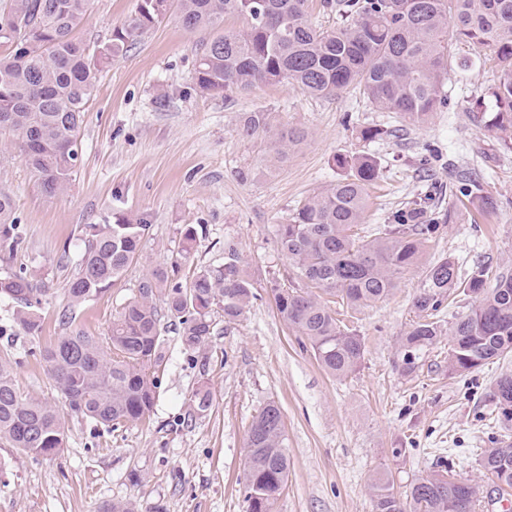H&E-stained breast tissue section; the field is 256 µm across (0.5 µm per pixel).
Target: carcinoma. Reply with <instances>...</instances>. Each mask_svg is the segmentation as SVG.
<instances>
[{"instance_id": "1", "label": "carcinoma", "mask_w": 512, "mask_h": 512, "mask_svg": "<svg viewBox=\"0 0 512 512\" xmlns=\"http://www.w3.org/2000/svg\"><path fill=\"white\" fill-rule=\"evenodd\" d=\"M168 1L184 28L213 33L199 53L200 89L243 93L259 84L287 83L316 98L351 93L413 125L426 124L445 102L446 79L461 65L452 40L490 46L498 68L490 127L504 147L512 148V0H323V7L339 16L330 29L309 20L310 0H137L134 15L101 46L77 36L91 0H9L0 8V132L18 144L43 193L63 191L75 174L80 128L104 65L159 24ZM233 17L245 26L223 30ZM236 132L244 140L263 141L278 164L287 163L306 138L300 129L273 124L263 111L243 113ZM338 164L344 174L277 225L278 248L296 284H279L272 292L287 328L308 342L328 374L341 378L359 366L364 343L336 318L332 300L364 307L388 296L435 238L439 222L451 215L425 222L429 205L421 197L397 211L394 223L362 236L367 190L379 177L378 165L367 155L341 158ZM462 196L494 208L476 180H466ZM19 226L12 198L0 191V252L17 248ZM147 229L134 217L84 225V249L68 281L69 306L61 323L74 321L75 308L124 276ZM196 237V229L185 230L180 259L191 257ZM452 290L478 300L448 323V371L470 373L512 353V275L494 277L478 266L462 280L455 260L440 256L426 267L414 299L417 320L401 340L406 371H413L419 354L443 336L437 315ZM2 296L12 301L14 322L24 335H40L45 290L34 276L0 273ZM257 297L254 274L228 241L223 263L199 269L187 286L166 266L154 267L123 303L109 336L80 331L63 336L44 359L65 407L116 431L143 419L154 406L161 385L155 369L165 360L164 318L175 321L183 346L193 351L212 335L215 312L237 321ZM494 397L500 415L512 421V377L497 381ZM0 443L34 459L57 455L64 447L59 408L22 395L13 368L2 363ZM284 448L282 412L269 403L253 418L247 439L248 512H273L288 479ZM480 466L490 475V501L512 494V442L488 449ZM479 494V487L441 473L417 480L405 498L388 480L372 484L374 512H475Z\"/></svg>"}]
</instances>
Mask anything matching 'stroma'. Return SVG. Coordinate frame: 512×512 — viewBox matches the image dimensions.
<instances>
[{
  "label": "stroma",
  "instance_id": "35a3bbf8",
  "mask_svg": "<svg viewBox=\"0 0 512 512\" xmlns=\"http://www.w3.org/2000/svg\"><path fill=\"white\" fill-rule=\"evenodd\" d=\"M136 4L92 0L80 37L106 42ZM205 38L171 12L105 64L80 129L79 164L58 195H45L0 137V190L14 200L22 239L13 253L0 254V272L30 270L46 290L43 331L34 338L19 333L12 303L0 298V362L13 367L21 394L60 404L45 351L78 331L106 336L139 279L175 261L189 226L198 239L191 261L179 267L182 280L222 264L230 240L254 273L259 297L238 321L217 320L195 352L167 330L159 395L142 420L112 432L65 412V446L52 457L34 459L0 444L7 462L0 512H101L129 498L139 512H247L248 430L270 402L282 412L290 461L273 512H373L371 484L381 475L403 496L416 479L445 467L455 479L488 485L481 457L498 442H512V424L499 419L492 400L496 381L512 376V355L452 374L443 338L406 372L400 341L416 318L413 302L434 258L450 255L464 277L479 265L512 274V149L501 146L477 105L497 81L492 49L457 42L464 65L447 82V101L426 124L413 126L351 94L314 98L286 84H261L246 94L202 91L195 67ZM256 110L306 131L286 165H273L263 145L238 138L240 116ZM368 127L388 135L365 141L360 132ZM362 154L380 164L365 230L425 194L434 211L452 219L390 295L358 310L342 308L364 355L355 372L339 379L277 313L271 283L291 271L276 230L307 196L336 181L339 158ZM464 175L483 183L494 209L462 201ZM130 214L149 225L137 262L83 305L72 324H62L83 226ZM202 385L211 405L191 412Z\"/></svg>",
  "mask_w": 512,
  "mask_h": 512
}]
</instances>
